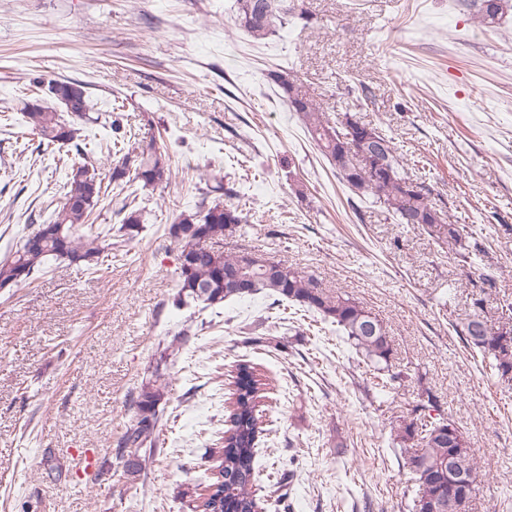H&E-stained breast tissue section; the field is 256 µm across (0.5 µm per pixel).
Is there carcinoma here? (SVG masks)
Returning <instances> with one entry per match:
<instances>
[{
  "instance_id": "1",
  "label": "carcinoma",
  "mask_w": 512,
  "mask_h": 512,
  "mask_svg": "<svg viewBox=\"0 0 512 512\" xmlns=\"http://www.w3.org/2000/svg\"><path fill=\"white\" fill-rule=\"evenodd\" d=\"M463 2L482 24L492 25L500 19L504 0ZM293 11L294 6L288 0H236L238 26L257 40L285 24ZM267 77L353 194L382 201L401 224H416L431 233L444 230L448 240L462 245L464 228L447 223L443 211L424 194L406 191L409 176L392 140L362 121L350 128L329 124L319 103L311 97L294 105L295 81L290 72L271 70ZM92 111L88 96L75 103V117L74 112L65 108L59 111L43 104L24 106L26 122L40 137L41 146L49 149L56 144L72 143L81 161L71 166L66 193L52 219L32 229L36 233L35 245L29 246V240L25 239L11 255L0 260V288L31 283L51 260L87 269L102 264L103 254L112 250V239L102 236L89 220L107 192L104 181L131 189L118 210L123 215L118 232L126 235L139 231L142 224L141 210L135 206L137 193L132 187L155 190L168 183L169 153L153 139L147 142L137 138L118 119L110 122L109 128L114 133L113 151L119 160L110 175H104L79 143L85 126L98 121L90 115ZM245 221L239 206L219 198L210 200L206 195L195 210L182 211L173 218L168 235L178 246V291L174 303L178 306L193 303L205 310L226 300L260 293L273 296L280 305L289 303L305 312L321 314L324 321L336 327L341 341L372 369L382 386L401 379V374L392 371L393 346L385 327L355 300L342 294L327 295L311 276L289 265L274 274L260 266L247 270L246 288H232L225 283L227 273L240 267L242 255H225L220 241L226 232ZM459 333L490 361L500 377L512 379V328L507 331L494 328L474 314L462 323ZM265 386L255 366L247 362L237 364L217 465L183 492L191 498V512L263 510L250 489L260 476L256 456L263 432L259 407L265 399ZM163 398V391L149 382L143 384L136 397V419L119 441V450L124 452L119 478L128 483L138 482L144 472L140 450L156 445L159 440L162 431L159 404ZM429 405L435 406L433 400L412 409L411 418L397 431L396 444L413 485L409 509L413 512L416 503L429 505L439 497L440 490L448 483V455L454 451L466 479L462 512H468L480 484L470 439L465 435L463 440L453 441L444 435L454 421L425 413Z\"/></svg>"
}]
</instances>
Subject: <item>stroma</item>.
<instances>
[{
	"label": "stroma",
	"instance_id": "stroma-1",
	"mask_svg": "<svg viewBox=\"0 0 512 512\" xmlns=\"http://www.w3.org/2000/svg\"><path fill=\"white\" fill-rule=\"evenodd\" d=\"M294 3L256 41L235 0H0V259L50 219L75 153L22 134L32 79L81 82L102 113L123 102L174 159L105 269L54 262L0 289V512H190L181 493L213 464L243 361L269 378L261 468L300 462L280 499L257 487L265 512H408L391 429L430 399L482 470L469 512H512V382L459 332L475 306L496 324L512 302V0L492 27L460 0ZM278 66L329 122L351 114L392 139L463 227L467 261L350 192L268 83ZM218 182L247 218L225 253L262 254L360 302L391 337L401 384L381 387L330 326L270 297L173 305L166 228ZM161 360L165 442L129 485L118 441Z\"/></svg>",
	"mask_w": 512,
	"mask_h": 512
}]
</instances>
